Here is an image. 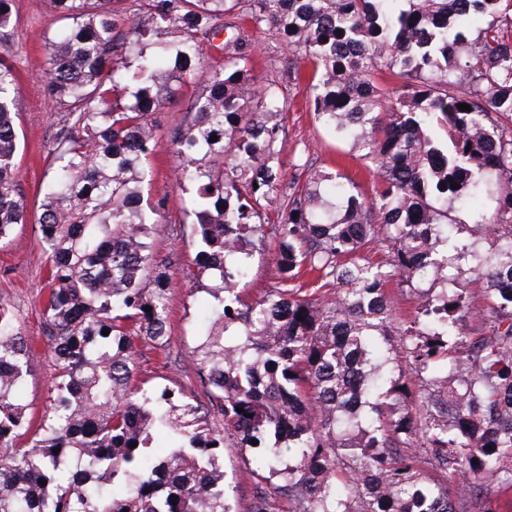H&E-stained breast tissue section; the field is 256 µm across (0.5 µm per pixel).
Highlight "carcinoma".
I'll return each mask as SVG.
<instances>
[{
    "mask_svg": "<svg viewBox=\"0 0 512 512\" xmlns=\"http://www.w3.org/2000/svg\"><path fill=\"white\" fill-rule=\"evenodd\" d=\"M50 2L63 26L45 36V95L60 128L35 215L16 177L19 73L0 55V244L39 227L55 366L35 426L20 395L30 348L0 302V512H232L226 448L249 452L290 512H490L512 489V0H247L255 25L320 69L306 87L317 119L380 183L369 200L347 175L312 174L274 219L283 106L245 39L213 44L241 0ZM15 27L0 0V40ZM383 70L401 83L394 100ZM184 87L173 186L215 300L191 360L222 435L189 398L129 386L134 344L168 335L154 114ZM474 194L492 200L472 221L486 255L448 235V203ZM372 244L376 264L362 260ZM269 246L276 282L246 302L249 259ZM467 253L486 284L477 308L447 287ZM306 271L334 296L295 285ZM393 283L415 298L405 322Z\"/></svg>",
    "mask_w": 512,
    "mask_h": 512,
    "instance_id": "carcinoma-1",
    "label": "carcinoma"
}]
</instances>
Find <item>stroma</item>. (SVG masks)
I'll return each mask as SVG.
<instances>
[{
    "instance_id": "obj_1",
    "label": "stroma",
    "mask_w": 512,
    "mask_h": 512,
    "mask_svg": "<svg viewBox=\"0 0 512 512\" xmlns=\"http://www.w3.org/2000/svg\"><path fill=\"white\" fill-rule=\"evenodd\" d=\"M17 26L1 43L20 74V112L17 123L24 147L20 183L30 210H37L41 198L37 190L44 178L43 158L57 129L58 115L44 96L45 52L43 36L55 25L48 0H14ZM242 37L251 43L255 74L273 84L284 110V134L276 149L286 178L297 169L306 174L339 170L359 182L365 195H372L376 179L368 159L348 141H336L316 120L303 93L304 83L314 74L309 61L291 55L275 30L255 26L249 18L237 21ZM191 96L179 91L173 102L156 114L160 138L156 145L157 174L151 193L168 200L166 224L153 239V249L171 262L168 294V340L161 347L137 344L135 371L130 380L134 389H169L188 396L201 406L207 424L214 431L224 429V419L213 412L207 393L189 357L196 347L205 317L213 302L203 285L188 276L195 255L191 227L183 222V201L172 184L173 157L169 133L179 122ZM48 261L33 224L17 227L11 239L0 245V301L8 303L32 351V371L23 389V398L33 420H40L49 404L55 366L42 339L41 310L47 293ZM224 481L229 486L233 512H253L260 484L245 455L225 449L220 460Z\"/></svg>"
}]
</instances>
